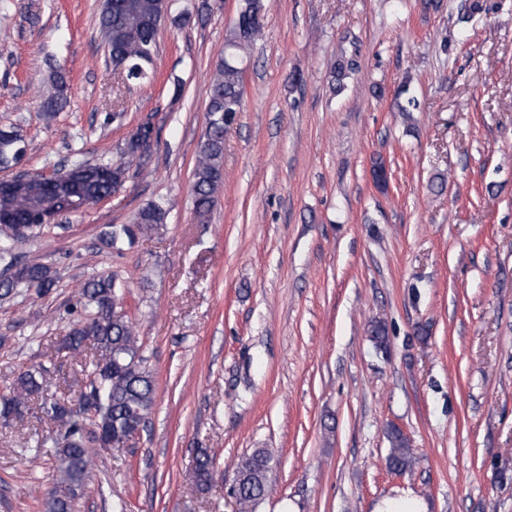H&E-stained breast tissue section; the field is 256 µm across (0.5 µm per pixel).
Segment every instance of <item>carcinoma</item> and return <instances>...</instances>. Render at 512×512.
Returning a JSON list of instances; mask_svg holds the SVG:
<instances>
[{
	"label": "carcinoma",
	"mask_w": 512,
	"mask_h": 512,
	"mask_svg": "<svg viewBox=\"0 0 512 512\" xmlns=\"http://www.w3.org/2000/svg\"><path fill=\"white\" fill-rule=\"evenodd\" d=\"M160 0H112V11L99 14L98 24L103 41L109 44V60L123 67V79L137 81L148 78L147 66L156 51L160 26L156 23ZM263 9L261 0H242L235 27L224 42L225 59L219 61L211 79L207 125L196 156L193 173L194 211L198 217L210 215L215 194L224 180V132L243 106V69L239 51L262 30L256 14ZM53 94L43 102V111L58 112L68 102V75L61 67L50 75ZM25 154V144L12 127L0 129V163H17ZM124 168L102 164L93 168L86 179L84 192L88 199L111 196L112 182ZM165 209L159 204L143 208L132 224H122L105 233L102 243L109 249L131 247L137 239L163 229ZM35 205L23 192L0 194V300L10 301L30 291L49 293L57 283L56 272L41 261L21 260L19 250L39 234ZM126 288L116 276H94L87 279L72 311L84 317L70 325L62 340V348L78 360L91 351L88 363L87 390L80 398H94V412L86 416L68 411L56 399L44 397L48 370L34 366L22 371L0 391V419L8 422L21 418L36 396L43 397L41 410L56 426L55 434L38 444L35 455H48L54 460L57 486L47 501V512H72L73 502L82 494L91 470L97 442L96 430L112 440V447L123 448L130 437L145 426L155 406L154 381L147 369L142 345L123 311ZM369 334L375 348L387 352V327L381 320L370 324ZM387 466L391 472L403 474L413 468L414 457L401 430L388 429ZM271 455L258 449L243 457L235 473L240 477L235 490L238 512H254L265 496ZM216 457L202 449L189 480L199 490L212 480Z\"/></svg>",
	"instance_id": "1"
}]
</instances>
